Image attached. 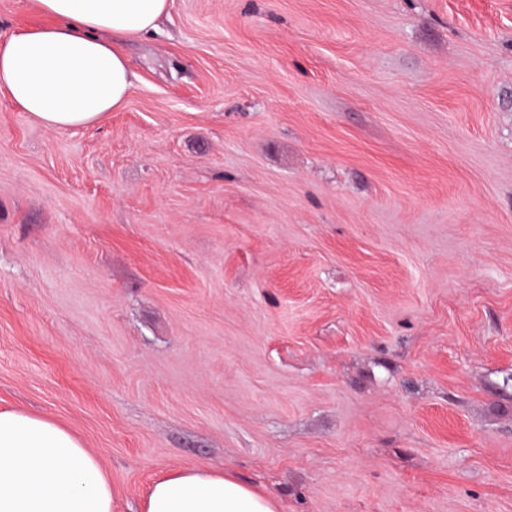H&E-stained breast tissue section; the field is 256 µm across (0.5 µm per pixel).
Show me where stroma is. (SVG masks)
Instances as JSON below:
<instances>
[{
  "instance_id": "1",
  "label": "stroma",
  "mask_w": 512,
  "mask_h": 512,
  "mask_svg": "<svg viewBox=\"0 0 512 512\" xmlns=\"http://www.w3.org/2000/svg\"><path fill=\"white\" fill-rule=\"evenodd\" d=\"M55 129L0 90V409L112 512H512V0H170ZM145 512H277L274 500L218 468L175 470L157 481Z\"/></svg>"
}]
</instances>
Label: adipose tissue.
Returning <instances> with one entry per match:
<instances>
[{
	"instance_id": "ef3b65f1",
	"label": "adipose tissue",
	"mask_w": 512,
	"mask_h": 512,
	"mask_svg": "<svg viewBox=\"0 0 512 512\" xmlns=\"http://www.w3.org/2000/svg\"><path fill=\"white\" fill-rule=\"evenodd\" d=\"M51 24L0 40V88L43 124L101 122L132 79L115 40L155 29L169 0H35ZM0 512H112L98 456L57 423L0 410ZM145 512H277L274 500L218 468L175 470L157 481Z\"/></svg>"
}]
</instances>
